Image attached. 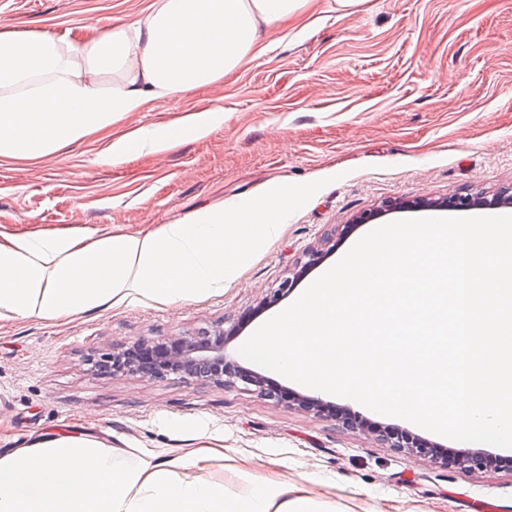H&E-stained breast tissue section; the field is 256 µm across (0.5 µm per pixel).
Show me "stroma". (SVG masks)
<instances>
[{
	"label": "stroma",
	"instance_id": "35a3bbf8",
	"mask_svg": "<svg viewBox=\"0 0 512 512\" xmlns=\"http://www.w3.org/2000/svg\"><path fill=\"white\" fill-rule=\"evenodd\" d=\"M157 0H0V32L74 46L150 13ZM201 89L146 101L103 131L40 160L0 156V232L87 228L147 233L198 212L273 206L279 235L228 254L223 292L125 303L67 323L0 321V448L80 432L154 453L223 449L207 479L228 497L288 478L315 512H512V472L446 467L260 388L178 375L96 372L90 355L142 339L231 327L324 252L309 279L262 313L291 305L366 234L335 243L363 211L400 199L492 195L512 187V0H311L258 58ZM214 112L204 137L164 152L112 143Z\"/></svg>",
	"mask_w": 512,
	"mask_h": 512
}]
</instances>
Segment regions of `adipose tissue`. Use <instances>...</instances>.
Listing matches in <instances>:
<instances>
[{
	"label": "adipose tissue",
	"mask_w": 512,
	"mask_h": 512,
	"mask_svg": "<svg viewBox=\"0 0 512 512\" xmlns=\"http://www.w3.org/2000/svg\"><path fill=\"white\" fill-rule=\"evenodd\" d=\"M309 0H159L142 20L79 47L41 34L0 32V156L36 160L109 127L144 100L219 85L261 54ZM118 79L103 92L98 77ZM287 193L263 209L254 234L204 210L190 224L146 234L72 228L0 234V320L65 319L144 299L176 303L224 288L229 248L276 237ZM209 448L169 457L55 436L0 454V512H311L300 487L250 484L243 498L201 478ZM197 475L182 479L178 470Z\"/></svg>",
	"instance_id": "adipose-tissue-1"
}]
</instances>
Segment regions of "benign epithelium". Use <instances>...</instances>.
Segmentation results:
<instances>
[{"label":"benign epithelium","instance_id":"obj_1","mask_svg":"<svg viewBox=\"0 0 512 512\" xmlns=\"http://www.w3.org/2000/svg\"><path fill=\"white\" fill-rule=\"evenodd\" d=\"M511 204L512 191L509 189L490 198H475L471 194L459 193L435 201H399L360 213L351 223L343 226L342 232L347 233L361 224H369L401 209L466 211L477 206L500 207ZM235 334L234 330L226 333L218 329L202 331L196 335L168 336L158 341H143L118 348L105 356V360L112 362L114 374L132 372L153 380H164L171 374H178L187 378L203 379L219 386L232 384L236 379L260 388L266 386L261 376L240 367L224 352V344ZM265 396L286 407L302 405L315 409L333 420L339 414L335 406L308 399L288 387L271 386L265 392ZM381 440L391 448H407L438 460L447 467L465 466L473 470L495 468L512 471L511 457H492L481 452L449 450L406 431L381 432Z\"/></svg>","mask_w":512,"mask_h":512}]
</instances>
